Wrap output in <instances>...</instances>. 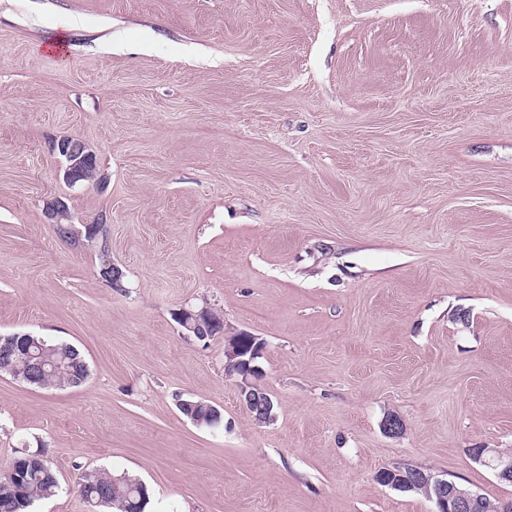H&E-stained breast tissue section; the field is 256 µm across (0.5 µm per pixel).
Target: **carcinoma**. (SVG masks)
Instances as JSON below:
<instances>
[{"label": "carcinoma", "mask_w": 512, "mask_h": 512, "mask_svg": "<svg viewBox=\"0 0 512 512\" xmlns=\"http://www.w3.org/2000/svg\"><path fill=\"white\" fill-rule=\"evenodd\" d=\"M26 349L46 360L42 382L60 389L72 383L82 385L89 376L88 364L71 344L28 335ZM32 360H15L10 375L30 384ZM59 488L56 471L33 451L14 457L7 472L0 475V512H30L35 502L54 496ZM81 496L96 512H145L148 490L137 478L109 471H91L80 475Z\"/></svg>", "instance_id": "carcinoma-1"}]
</instances>
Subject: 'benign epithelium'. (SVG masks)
Returning <instances> with one entry per match:
<instances>
[{
	"mask_svg": "<svg viewBox=\"0 0 512 512\" xmlns=\"http://www.w3.org/2000/svg\"><path fill=\"white\" fill-rule=\"evenodd\" d=\"M52 150L64 159L63 178L66 182L73 185L89 179L93 153L84 143L64 137L53 143ZM203 316H208V311H185L181 313L182 326L191 335L200 337L206 332L201 321ZM262 350L263 342L256 336L243 333L224 337V365L238 371L242 401L254 419L264 424L274 417V413L272 400L258 392L261 388L258 377L262 375L263 370L257 364V356L261 355ZM16 354L18 346L8 337H0V371L9 369ZM472 454L474 459L492 467L500 480L512 483L511 458L486 448H475ZM377 480L395 489H426L428 497L435 500L436 512H481V494L459 485L454 480L440 478L422 470H410L404 475L391 468H385L379 471Z\"/></svg>",
	"mask_w": 512,
	"mask_h": 512,
	"instance_id": "obj_1",
	"label": "benign epithelium"
}]
</instances>
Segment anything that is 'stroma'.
<instances>
[{"label":"stroma","mask_w":512,"mask_h":512,"mask_svg":"<svg viewBox=\"0 0 512 512\" xmlns=\"http://www.w3.org/2000/svg\"><path fill=\"white\" fill-rule=\"evenodd\" d=\"M107 175L68 185L53 141ZM102 225L99 245L60 237ZM124 290L99 275L103 258ZM211 308L264 343L256 423ZM77 347L86 382L0 375V473L138 477L148 512H435L411 464L512 484V0H0V335ZM218 407L222 428L177 401ZM398 416L397 437L382 429ZM489 448H475L472 454L475 460L483 461L487 466H491L498 476V478L505 482L512 483V459L504 457L497 453L495 450H488Z\"/></svg>","instance_id":"35a3bbf8"}]
</instances>
